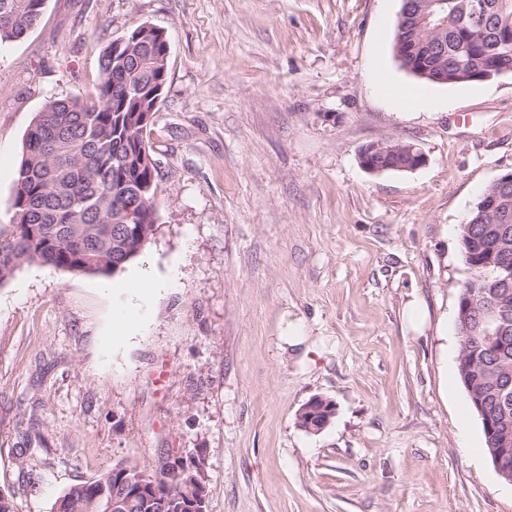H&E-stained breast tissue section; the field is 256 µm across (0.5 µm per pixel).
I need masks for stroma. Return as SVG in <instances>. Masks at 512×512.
I'll return each mask as SVG.
<instances>
[{
	"label": "stroma",
	"instance_id": "obj_1",
	"mask_svg": "<svg viewBox=\"0 0 512 512\" xmlns=\"http://www.w3.org/2000/svg\"><path fill=\"white\" fill-rule=\"evenodd\" d=\"M401 0H45L0 46V224L46 101L85 94L103 46L162 28L150 135L158 229L108 277L36 263L0 284V490L53 512L120 460L205 458L207 512H512L457 374L459 228L512 171V77L380 79ZM372 142L414 171L371 174ZM159 292L136 297V278ZM306 341L288 343V325ZM335 414L297 425L315 397ZM36 420L39 444L20 432ZM382 91L397 104L398 99L401 98L403 104L398 105L408 108H423L430 105L432 102L431 96L423 89L394 85L391 89L383 86ZM385 143L376 142L366 145L360 152V163L365 171L371 174L381 173L384 171L391 170V167L395 168H406L405 170H414L417 167L425 163V156L415 145L409 143H387L386 148L402 149L407 147L405 150L408 153L410 161L406 164L395 163L389 164L384 161L386 159L387 149H385ZM319 402H323L324 403V406L328 403V400H325L323 398H320L318 400ZM317 400H314L312 402H310L308 405H304L298 415L296 416V420H297V424L299 427L307 430L306 428L308 427V422L312 419V423L313 424H318L321 419L323 417L327 416L323 419L321 425L319 427H313V428H310L309 429V432L311 433H317V432H320L321 430H323L330 422L332 416L334 415V413H330V411H333L334 409H331L329 410L327 413L326 411L329 409L330 406H333L335 407V404H333L332 402H329L327 404L326 407H324V411H321V408H322V405H317L316 408L313 409V412L312 413H308L312 410V406L314 403L318 402ZM308 413V414H304L302 415L301 418H299L298 416H300L302 413Z\"/></svg>",
	"mask_w": 512,
	"mask_h": 512
}]
</instances>
